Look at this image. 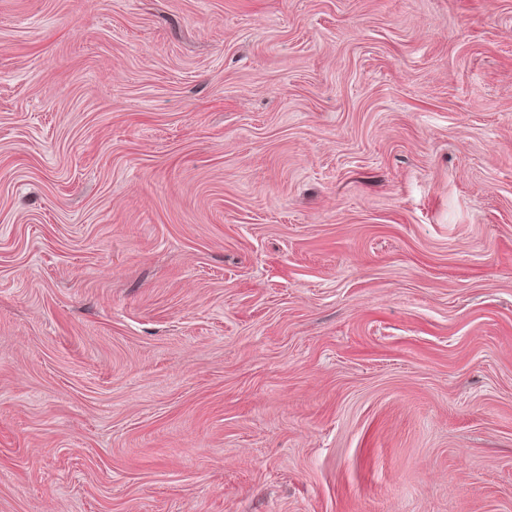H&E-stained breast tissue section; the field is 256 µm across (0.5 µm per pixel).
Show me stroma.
I'll list each match as a JSON object with an SVG mask.
<instances>
[{"instance_id": "35a3bbf8", "label": "stroma", "mask_w": 512, "mask_h": 512, "mask_svg": "<svg viewBox=\"0 0 512 512\" xmlns=\"http://www.w3.org/2000/svg\"><path fill=\"white\" fill-rule=\"evenodd\" d=\"M0 512H512V0H0Z\"/></svg>"}]
</instances>
